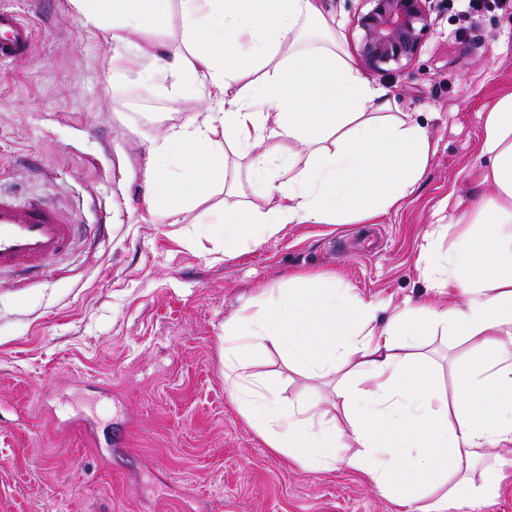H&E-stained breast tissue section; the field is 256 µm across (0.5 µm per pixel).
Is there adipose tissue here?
Instances as JSON below:
<instances>
[{"instance_id":"obj_1","label":"adipose tissue","mask_w":512,"mask_h":512,"mask_svg":"<svg viewBox=\"0 0 512 512\" xmlns=\"http://www.w3.org/2000/svg\"><path fill=\"white\" fill-rule=\"evenodd\" d=\"M85 25L112 18L113 41L163 28L170 0H72ZM181 46L163 66L178 89H197L217 109L174 124L149 147L146 200L176 196L192 207L210 193L224 149L247 158L253 204L228 206L214 231L232 249L259 244L289 224H346L387 212L412 193L432 145L389 91L370 81L346 51L324 0H180ZM256 64L238 85L225 49ZM284 141L310 146L304 167L278 180ZM484 179L491 206L463 213L449 236L436 225L421 247V274L461 305L393 307L354 298L323 273L259 289L224 324V380L246 424L268 448L322 472L344 463L401 512H480L500 495L473 471L489 449L512 444V92L484 115ZM279 195L276 205L266 198ZM448 250H441L443 240ZM439 331L476 342L480 356L458 371L453 398L437 395L417 339ZM408 355H399L400 347ZM311 378L335 376L338 402L312 411L283 404L272 376L254 373L269 349Z\"/></svg>"}]
</instances>
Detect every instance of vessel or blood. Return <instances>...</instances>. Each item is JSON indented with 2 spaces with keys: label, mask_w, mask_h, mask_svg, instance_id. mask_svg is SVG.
Here are the masks:
<instances>
[{
  "label": "vessel or blood",
  "mask_w": 512,
  "mask_h": 512,
  "mask_svg": "<svg viewBox=\"0 0 512 512\" xmlns=\"http://www.w3.org/2000/svg\"><path fill=\"white\" fill-rule=\"evenodd\" d=\"M31 20L0 9V64L31 55ZM76 235L73 218L39 198L23 202L0 195V272L20 279L46 273L51 259L65 253Z\"/></svg>",
  "instance_id": "vessel-or-blood-1"
}]
</instances>
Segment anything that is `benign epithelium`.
Here are the masks:
<instances>
[{"label":"benign epithelium","mask_w":512,"mask_h":512,"mask_svg":"<svg viewBox=\"0 0 512 512\" xmlns=\"http://www.w3.org/2000/svg\"><path fill=\"white\" fill-rule=\"evenodd\" d=\"M357 16L359 55L371 71L411 62L431 28L429 0H364Z\"/></svg>","instance_id":"obj_1"}]
</instances>
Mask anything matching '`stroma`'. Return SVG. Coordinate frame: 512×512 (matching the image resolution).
Returning a JSON list of instances; mask_svg holds the SVG:
<instances>
[{"instance_id":"stroma-1","label":"stroma","mask_w":512,"mask_h":512,"mask_svg":"<svg viewBox=\"0 0 512 512\" xmlns=\"http://www.w3.org/2000/svg\"><path fill=\"white\" fill-rule=\"evenodd\" d=\"M35 23L34 51L0 67V191L45 198L81 231L48 273L0 274V512H397L355 472L301 468L245 423L224 384V322L257 288L336 274L376 302L438 300L417 267L425 236L496 192L482 180V114L512 91V9L461 18L431 0L409 64L369 72L436 151L414 191L350 224H290L224 251L211 223L223 188L175 222L144 203L148 137L201 121L172 76L113 73L122 46L72 0H0ZM439 395L479 352L421 337ZM283 402L331 409L328 379L269 351L254 367Z\"/></svg>"}]
</instances>
